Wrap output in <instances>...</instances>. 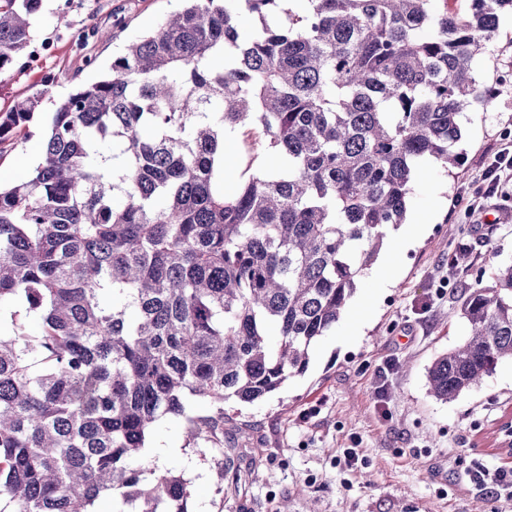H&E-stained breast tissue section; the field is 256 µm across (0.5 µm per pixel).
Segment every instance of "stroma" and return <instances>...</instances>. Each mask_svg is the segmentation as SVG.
Segmentation results:
<instances>
[{
  "label": "stroma",
  "mask_w": 512,
  "mask_h": 512,
  "mask_svg": "<svg viewBox=\"0 0 512 512\" xmlns=\"http://www.w3.org/2000/svg\"><path fill=\"white\" fill-rule=\"evenodd\" d=\"M180 0H43L34 39L56 36L53 54L28 60L0 76V112L16 99L42 95L17 143L0 150L6 184L26 179L18 159L45 142L46 116L75 86L107 69L124 46L180 8ZM95 27L84 44L74 33ZM475 71L495 94L491 107L474 105L462 124L463 157L453 175L420 168L407 221L409 242L391 237L359 279L336 327L318 339L304 375L272 396L228 403L224 464L240 480L184 448L183 424L157 422L145 463L184 474L192 482V512H512V497L480 492L469 480L476 464L512 468L504 452L512 423V362H500L482 383L444 403L430 397L426 372L434 357L463 342L459 301L476 280H489L497 260L512 259V195L488 198L472 212L465 196L477 183L490 150L512 145V18L480 50ZM499 248V259L488 252ZM468 251L466 266L449 276L448 262ZM385 288H378V281ZM445 297L433 300L440 282ZM391 362L384 399L375 373ZM358 436L360 462L348 469L341 450Z\"/></svg>",
  "instance_id": "1"
}]
</instances>
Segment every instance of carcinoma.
I'll list each match as a JSON object with an SVG mask.
<instances>
[{"mask_svg":"<svg viewBox=\"0 0 512 512\" xmlns=\"http://www.w3.org/2000/svg\"><path fill=\"white\" fill-rule=\"evenodd\" d=\"M182 2L55 103L32 174L0 188V512H191L189 479L143 463L155 423L183 421L224 477V401L307 371L405 222L418 168L460 164L461 117L494 100L476 55L512 13ZM41 8L0 0V75ZM40 104L0 118V144ZM227 131L278 169L221 188ZM460 314L468 338L427 371L443 402L512 359V263Z\"/></svg>","mask_w":512,"mask_h":512,"instance_id":"carcinoma-1","label":"carcinoma"}]
</instances>
